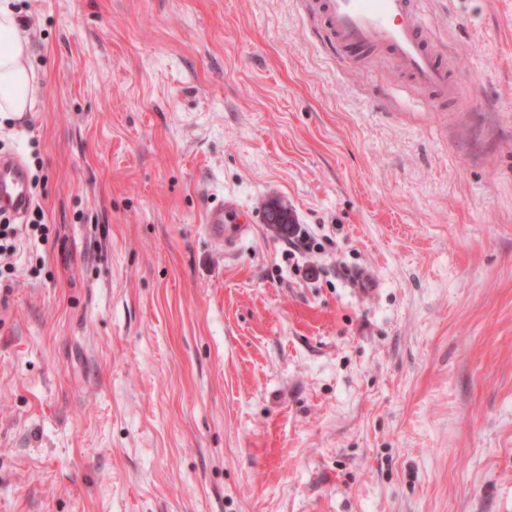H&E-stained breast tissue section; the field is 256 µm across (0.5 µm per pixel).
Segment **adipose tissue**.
Instances as JSON below:
<instances>
[{
  "label": "adipose tissue",
  "mask_w": 512,
  "mask_h": 512,
  "mask_svg": "<svg viewBox=\"0 0 512 512\" xmlns=\"http://www.w3.org/2000/svg\"><path fill=\"white\" fill-rule=\"evenodd\" d=\"M38 93L29 42L18 30L17 12L0 0V114L34 111Z\"/></svg>",
  "instance_id": "ef3b65f1"
}]
</instances>
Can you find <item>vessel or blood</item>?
I'll list each match as a JSON object with an SVG mask.
<instances>
[{
	"label": "vessel or blood",
	"mask_w": 512,
	"mask_h": 512,
	"mask_svg": "<svg viewBox=\"0 0 512 512\" xmlns=\"http://www.w3.org/2000/svg\"><path fill=\"white\" fill-rule=\"evenodd\" d=\"M331 27L345 54L388 52L422 86L455 96L448 69L434 53L415 0H329ZM28 173L17 156L0 154V211L19 216L30 202ZM203 224L216 244L247 236V212L231 198L208 207Z\"/></svg>",
	"instance_id": "vessel-or-blood-1"
}]
</instances>
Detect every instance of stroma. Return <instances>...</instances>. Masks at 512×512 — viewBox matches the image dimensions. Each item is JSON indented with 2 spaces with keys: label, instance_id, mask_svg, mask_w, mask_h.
Masks as SVG:
<instances>
[{
  "label": "stroma",
  "instance_id": "35a3bbf8",
  "mask_svg": "<svg viewBox=\"0 0 512 512\" xmlns=\"http://www.w3.org/2000/svg\"><path fill=\"white\" fill-rule=\"evenodd\" d=\"M419 5L458 100L327 0H17L0 512H512V0ZM30 199L25 166L17 156L0 154V211L22 215ZM203 224L207 236L216 244L241 239L251 232L247 212L231 198L209 206L204 212Z\"/></svg>",
  "mask_w": 512,
  "mask_h": 512
}]
</instances>
